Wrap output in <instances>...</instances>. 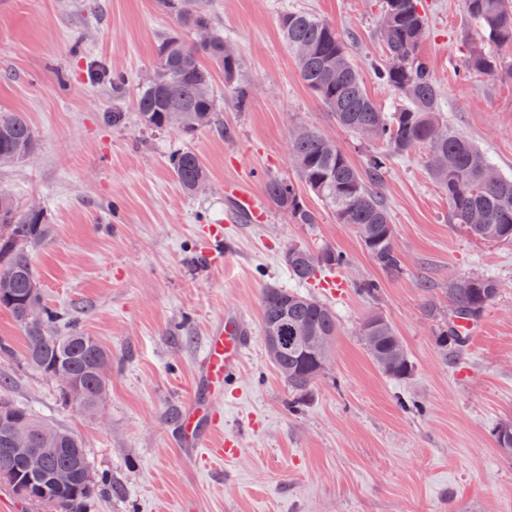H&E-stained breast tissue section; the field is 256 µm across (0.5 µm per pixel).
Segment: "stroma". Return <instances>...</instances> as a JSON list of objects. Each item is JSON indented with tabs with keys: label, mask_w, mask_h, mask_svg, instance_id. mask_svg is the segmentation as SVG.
<instances>
[{
	"label": "stroma",
	"mask_w": 512,
	"mask_h": 512,
	"mask_svg": "<svg viewBox=\"0 0 512 512\" xmlns=\"http://www.w3.org/2000/svg\"><path fill=\"white\" fill-rule=\"evenodd\" d=\"M202 2L238 48L253 94L237 111L216 76L224 131L187 139L145 131L137 118L136 91L173 26L161 0H0V112L25 113L37 138L30 159L0 165V191L46 208L53 233L33 258L43 299L112 353L97 416L62 400L54 381L17 357L0 360L12 379L0 397L71 431L95 475L121 485L85 512H178L185 502L194 512H512V459L495 444L512 412V242L450 223L425 150L395 157L380 181L404 263L398 276L383 273L314 196L304 198L319 214L314 224L291 223L271 206L262 224L228 215L229 186L261 199L267 179H296L288 148L297 128L320 129L365 168L370 145L300 81L279 17L301 9L335 24L367 93L390 111L395 96L374 72L385 55L378 0ZM421 3L430 25L421 53L450 126L512 175V74L466 69L462 37L477 29L463 0ZM102 71L123 76L125 94L96 80ZM114 111L125 113L122 126H113ZM188 146L208 171L197 196L169 171L170 156ZM291 245L331 246L348 265L298 286L283 261ZM472 274L493 276L499 292L467 347L442 354L436 331L448 315V281ZM335 277L343 288H328ZM367 279L379 283L375 296L357 288ZM268 287L323 299L339 325L328 370L296 409L265 351L259 300ZM228 312L254 336L236 396L217 400L221 432L239 453L198 464L177 452L176 422L207 331ZM374 313L403 341L412 363L405 379L385 376L359 338Z\"/></svg>",
	"instance_id": "stroma-1"
}]
</instances>
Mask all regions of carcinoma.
Segmentation results:
<instances>
[{
    "instance_id": "obj_1",
    "label": "carcinoma",
    "mask_w": 512,
    "mask_h": 512,
    "mask_svg": "<svg viewBox=\"0 0 512 512\" xmlns=\"http://www.w3.org/2000/svg\"><path fill=\"white\" fill-rule=\"evenodd\" d=\"M163 6L182 29L211 31L206 10L191 0H163ZM466 14L478 27L479 37L468 38L466 68L487 75L505 67L489 54L488 41L512 45V0H464ZM384 15L379 35L386 59L376 67L378 79L398 95L399 103L386 112L367 95L352 62L349 42L336 27L313 14L288 10L279 19L288 51L298 74L336 124L369 141L385 145L367 159L366 173L359 172L347 155L327 135L301 128L289 143V154L301 187L273 178L266 182L269 202L295 224L317 223V213L303 200L307 192L324 202L340 224L358 234L374 263L385 274L402 272L403 260L394 243L393 225L374 184L391 160L417 148L428 149L431 176L448 196L449 219L471 236L492 242L512 241V176L499 173L484 152L468 137L452 131L441 110V93L420 53L428 19L419 0H381ZM243 62L221 35L190 45L174 31L158 45L157 60L149 80L137 95L138 118L148 130L172 129L191 135L200 129L224 131V122L210 93L212 72L224 73L239 109L247 107L250 85L240 79ZM35 133L21 112L0 113V164L31 156ZM183 192L194 196L208 180L198 153L178 150L169 159ZM52 225L44 209L21 211L10 195L0 192V310L7 311L24 335V363L47 378L66 375L60 395L95 414L103 404L111 365L109 352L81 327L39 293L32 264L33 253L50 239ZM288 261L290 276L305 283L323 269H341L346 257L331 247L311 251L293 247ZM498 294L491 277L456 276L448 280L450 317L437 330L444 352L465 343L457 323L477 321ZM262 332L266 347L276 337L277 351L269 361L293 393V407L304 401L325 370L318 369L322 352L306 349L300 337L333 342L336 314L317 298L292 289L267 288L260 298ZM362 343L375 364L386 361L385 373L404 379L412 371L403 345L391 324L374 314L363 320ZM24 425L31 447L42 457L41 471L27 465L28 449L16 448L11 428ZM499 451L512 456V419L501 422L495 433ZM0 482L18 497L44 504L52 512H84L86 502L117 490L112 479L95 482L80 442L72 434L34 417L20 404L0 399Z\"/></svg>"
}]
</instances>
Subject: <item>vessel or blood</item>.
Segmentation results:
<instances>
[{
  "label": "vessel or blood",
  "instance_id": "obj_1",
  "mask_svg": "<svg viewBox=\"0 0 512 512\" xmlns=\"http://www.w3.org/2000/svg\"><path fill=\"white\" fill-rule=\"evenodd\" d=\"M250 344V331L244 321L226 318L223 326L212 330L197 361L198 382L176 426V442L189 453L207 449L209 456L229 459L238 453L235 439L211 446L218 421L214 398L236 376Z\"/></svg>",
  "mask_w": 512,
  "mask_h": 512
}]
</instances>
